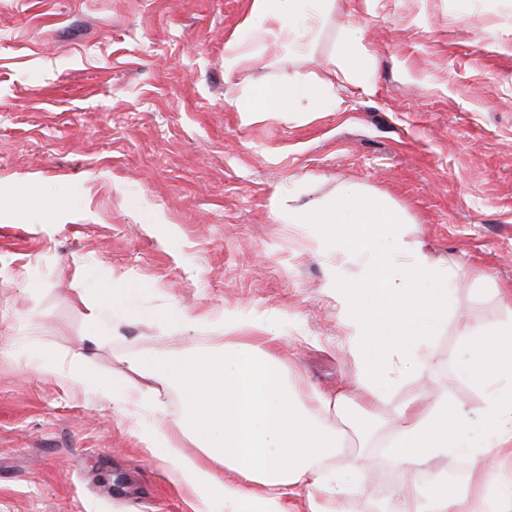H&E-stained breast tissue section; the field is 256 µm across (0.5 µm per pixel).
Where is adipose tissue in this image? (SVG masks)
<instances>
[{
	"mask_svg": "<svg viewBox=\"0 0 512 512\" xmlns=\"http://www.w3.org/2000/svg\"><path fill=\"white\" fill-rule=\"evenodd\" d=\"M331 6L332 0H252L241 27L255 39L271 35L276 45L301 47ZM343 102L318 85L288 80L242 107L323 112ZM338 198L335 206L303 205L290 221L318 225V246L337 267H361L357 291L336 288L357 328L356 370L348 382L298 396L277 356L280 332L265 327L252 335V322L229 312L215 321L223 344L206 353H145L129 360L131 378L119 392L123 404L159 412L160 389L171 384L184 403L179 437L167 436L152 419L139 424L140 440L165 446L169 479L193 495V512H356L370 479L360 451L381 429L390 432L401 473L385 496L393 512H512V468L497 464L512 460V322L477 327L457 321L468 346L460 373L488 392L480 421L444 394L429 400L417 393L382 412L400 379L421 376L431 364L433 338L447 325L454 302L452 283L448 275L431 276L422 256L406 250L399 219L381 198L352 184L340 186ZM43 369L71 389L92 380L80 346L48 354ZM480 424L492 430L481 444L473 438ZM345 428L359 453L344 454ZM451 451L468 455L467 481H449L439 470L423 487V472Z\"/></svg>",
	"mask_w": 512,
	"mask_h": 512,
	"instance_id": "adipose-tissue-1",
	"label": "adipose tissue"
}]
</instances>
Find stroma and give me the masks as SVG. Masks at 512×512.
Listing matches in <instances>:
<instances>
[{"instance_id": "1", "label": "stroma", "mask_w": 512, "mask_h": 512, "mask_svg": "<svg viewBox=\"0 0 512 512\" xmlns=\"http://www.w3.org/2000/svg\"><path fill=\"white\" fill-rule=\"evenodd\" d=\"M251 0H0V512H192L140 412L38 369L88 335L113 297L115 338L85 345L92 377L120 387L126 361L220 335L167 336L177 312L238 311L275 325L299 392L355 368L353 330L314 228L289 210L335 203L345 182L400 212L408 248L455 269L472 323L512 322V0H334L304 51L271 53L241 22ZM357 30L374 88L336 112H245L288 78L340 91L338 50ZM242 56L224 68L233 46ZM26 196V208L17 199ZM422 385L478 417L456 375L453 326ZM368 454L361 512H389L390 451Z\"/></svg>"}]
</instances>
